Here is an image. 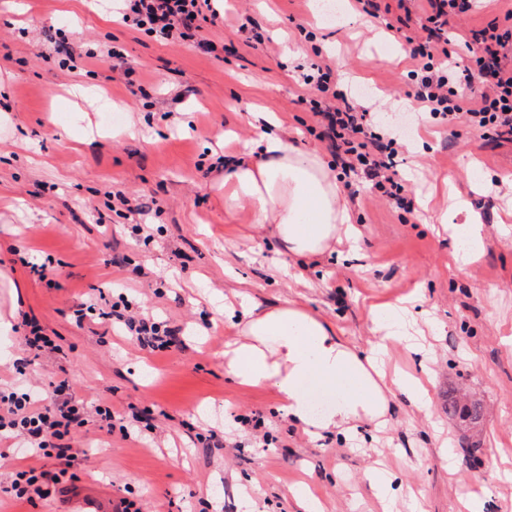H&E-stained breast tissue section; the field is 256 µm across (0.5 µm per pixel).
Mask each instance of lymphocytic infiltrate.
<instances>
[{"label":"lymphocytic infiltrate","mask_w":512,"mask_h":512,"mask_svg":"<svg viewBox=\"0 0 512 512\" xmlns=\"http://www.w3.org/2000/svg\"><path fill=\"white\" fill-rule=\"evenodd\" d=\"M426 2L423 23L405 37L415 62L411 75L420 108L449 125L461 119L468 127L490 131L494 142H512V28L500 29L493 20L472 31L469 57L462 65L448 54V27L471 11L476 0ZM210 6L211 0H120L118 12L122 23L157 40L190 41L212 54L215 42L200 34ZM300 79L311 93L299 102L322 127L343 174L365 179L398 208L413 210L397 170L398 129L377 126L368 108L351 91L339 88L330 64L310 63ZM107 317L153 350L170 348L176 335L175 328L129 309L108 312ZM86 421L84 403L70 397L54 395L37 403L28 393H0V432L16 434L34 457L71 460V432ZM60 480V475L28 465L15 470L9 485H0V494L31 502L48 497L50 483Z\"/></svg>","instance_id":"1"}]
</instances>
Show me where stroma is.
Returning a JSON list of instances; mask_svg holds the SVG:
<instances>
[{"mask_svg": "<svg viewBox=\"0 0 512 512\" xmlns=\"http://www.w3.org/2000/svg\"><path fill=\"white\" fill-rule=\"evenodd\" d=\"M224 0V17L202 34L223 45L213 56L188 44L165 45L112 15L110 0H0V388L47 395L68 378L87 409L109 405L116 418L150 408L155 431L123 438L97 421L71 433L76 459L53 496L37 504L0 498V512H61L83 486L134 501L140 512H298L289 486L310 485L329 512H383L367 472L387 460L398 512H458V497L481 478L486 512H512V224L503 225L512 186V143L495 145L464 122L416 120L399 149V174L413 211L381 201L353 178L350 204L357 246L332 244L315 259L285 252L270 226L248 209L224 214V136L235 154L255 137L253 107L275 113L296 147L335 157L298 104L288 48L329 63L373 112H411L413 62L404 39L352 12L349 0ZM512 0H484L448 32L464 60L471 31L504 17ZM247 14L267 44L249 40L234 18ZM53 27L92 48L91 72L60 69L44 40ZM118 47L131 76L111 67ZM122 105L104 125L105 99ZM123 191L149 203L146 217L109 205ZM456 194L486 226L484 253L458 267L453 243L433 217ZM151 226V239L134 230ZM51 262L41 281L30 263ZM102 299H94V291ZM422 298L417 322H430V359L397 348L398 370L429 371L432 417L397 392L389 422L372 442L315 439L291 425L275 391L244 389L224 369V346L238 330L224 302L244 295L260 306L289 300L331 322L338 336L367 347L371 309L410 294ZM94 299L77 323L75 310ZM142 302L156 320L179 327L180 342L148 351L119 325L98 322L120 299ZM36 320L60 346L30 349L23 319ZM481 399L475 428L448 416V396ZM223 437V445L211 433ZM453 448L448 465L442 447Z\"/></svg>", "mask_w": 512, "mask_h": 512, "instance_id": "stroma-1", "label": "stroma"}]
</instances>
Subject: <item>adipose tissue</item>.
Here are the masks:
<instances>
[{
	"label": "adipose tissue",
	"mask_w": 512,
	"mask_h": 512,
	"mask_svg": "<svg viewBox=\"0 0 512 512\" xmlns=\"http://www.w3.org/2000/svg\"><path fill=\"white\" fill-rule=\"evenodd\" d=\"M248 207L256 223L269 224L288 253L310 258L348 232L351 216L325 160L291 146L282 136L260 130L250 159L226 162L224 209ZM240 337L224 354L226 371L242 387H272L289 422L312 436L357 434L359 423L386 426L394 390L406 393L417 409L430 413L431 399L419 379L387 378L383 359L404 342L401 308L376 313L375 340L362 350L338 336L334 327L304 304L259 308L241 305ZM328 403L315 410L314 389Z\"/></svg>",
	"instance_id": "1"
}]
</instances>
